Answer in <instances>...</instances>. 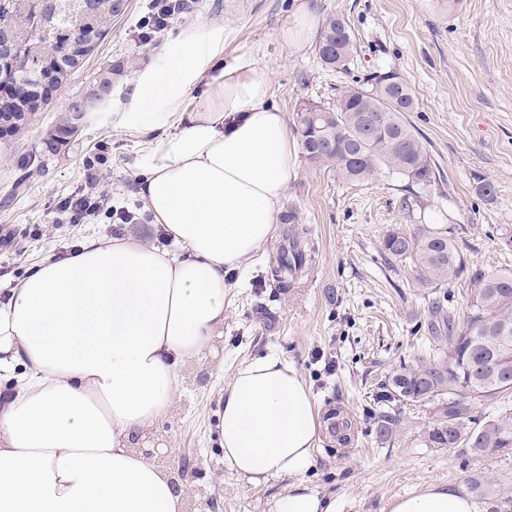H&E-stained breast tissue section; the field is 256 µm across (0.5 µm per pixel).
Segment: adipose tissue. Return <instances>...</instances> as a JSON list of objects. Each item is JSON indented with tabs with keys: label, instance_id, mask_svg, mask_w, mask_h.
I'll use <instances>...</instances> for the list:
<instances>
[{
	"label": "adipose tissue",
	"instance_id": "adipose-tissue-1",
	"mask_svg": "<svg viewBox=\"0 0 512 512\" xmlns=\"http://www.w3.org/2000/svg\"><path fill=\"white\" fill-rule=\"evenodd\" d=\"M216 54L193 32L172 41L124 109L139 132L177 119L146 155L136 193L182 254L91 235L0 304V378L14 385L0 405V512H184V490L131 443L169 414L180 366L223 325L224 273L271 236L298 149L267 103L269 73L209 76ZM202 81L205 95L184 110ZM218 430L225 466L248 483L291 478L274 512H335L299 479L320 424L293 362L268 354L238 369ZM390 512L474 505L433 483Z\"/></svg>",
	"mask_w": 512,
	"mask_h": 512
}]
</instances>
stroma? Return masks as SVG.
I'll return each mask as SVG.
<instances>
[{
  "instance_id": "1",
  "label": "stroma",
  "mask_w": 512,
  "mask_h": 512,
  "mask_svg": "<svg viewBox=\"0 0 512 512\" xmlns=\"http://www.w3.org/2000/svg\"><path fill=\"white\" fill-rule=\"evenodd\" d=\"M145 9L146 0H129L93 55L54 94L35 130L0 139V225L21 230L0 274V294L87 234L133 233L146 244L174 249L136 195L143 159L173 121L155 119L153 133L145 134L123 120L137 75L161 64L171 40L193 30L218 37L215 65L228 79L247 67L265 68L268 102L290 119L301 103H335L340 87L363 84L376 71H396L416 94V109L406 118L437 164V181L345 183L329 168L297 157L283 206L312 230L307 276L288 293L274 287L268 256L284 229L276 224L248 270L231 275L224 324L201 356L179 369L170 415L135 437L134 445L154 451L156 464L168 472L184 471L192 512H272L288 481L254 486L225 467L218 391L244 364L274 353L295 363L318 417L338 409L352 423L345 446L323 432L301 476L334 502L335 512H389L393 499L431 483L462 488L470 471L512 493V455L477 457L465 448L426 444L429 406H406L403 428L390 446L374 441L366 420L378 383L416 364L432 345L428 291L416 286L410 261L384 263L385 232L418 224L442 228L469 270L489 275L512 268V0H459L453 10L448 0H191L187 14L142 45L134 30ZM304 11L312 35L298 44L284 41L281 30ZM331 13L346 21L356 43L340 72L323 69L315 53L314 32ZM111 66L120 70L111 105L91 114L70 148L45 157L23 192L8 198V186L22 163L39 154L44 131L67 99L88 92ZM92 164L113 205L135 212L138 223L117 226L101 217L69 224L57 216V202L85 187ZM479 180L493 185V200L475 195ZM260 304L267 317L257 314ZM195 368L208 372L206 384L190 378Z\"/></svg>"
}]
</instances>
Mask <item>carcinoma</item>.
I'll return each mask as SVG.
<instances>
[{
    "mask_svg": "<svg viewBox=\"0 0 512 512\" xmlns=\"http://www.w3.org/2000/svg\"><path fill=\"white\" fill-rule=\"evenodd\" d=\"M127 0H0V85L16 103L18 119L0 115L6 136L28 131L51 97L48 80L65 81L78 68L74 57L107 31L108 20L125 14ZM355 42L344 19L331 14L321 24L316 53L322 65L343 69ZM411 85L394 71L371 77L370 86L343 87L331 107L304 106L296 112V130L304 158L322 165L346 182L373 177L403 178L410 184L436 181L431 155L405 113L415 110ZM79 109L71 104L43 136L41 154L52 155L71 142ZM282 243L269 256L276 287L288 292L296 280L283 273L304 274L312 261L310 230L290 210ZM386 260L409 259L422 288H443L466 267L447 231L419 226L412 232L388 230L381 243ZM466 312L441 300L428 305V331L437 346L416 365L404 366L379 383L374 403L381 406L373 422L375 442L391 443L403 422L407 404H431L432 422L425 431L432 448L461 445L475 455L512 450V411L488 415L482 406L506 405L512 397V269L473 277ZM467 491L490 505V512L512 506V496L479 473L463 479Z\"/></svg>",
    "mask_w": 512,
    "mask_h": 512,
    "instance_id": "obj_1",
    "label": "carcinoma"
}]
</instances>
